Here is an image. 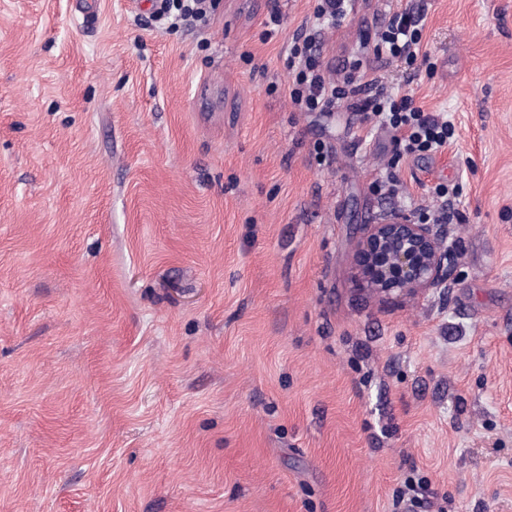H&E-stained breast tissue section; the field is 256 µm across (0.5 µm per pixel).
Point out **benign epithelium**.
<instances>
[{
  "mask_svg": "<svg viewBox=\"0 0 512 512\" xmlns=\"http://www.w3.org/2000/svg\"><path fill=\"white\" fill-rule=\"evenodd\" d=\"M454 249L436 224L392 213L367 224L358 250V272L378 293L412 294L442 288L453 275Z\"/></svg>",
  "mask_w": 512,
  "mask_h": 512,
  "instance_id": "obj_1",
  "label": "benign epithelium"
}]
</instances>
